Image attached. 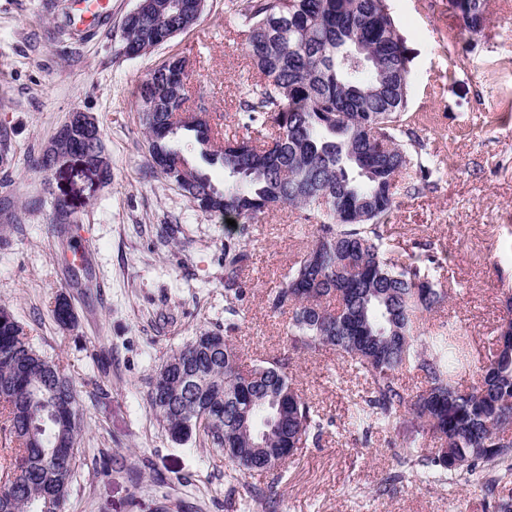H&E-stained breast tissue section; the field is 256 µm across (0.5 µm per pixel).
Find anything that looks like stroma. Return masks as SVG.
<instances>
[{"label": "stroma", "instance_id": "1", "mask_svg": "<svg viewBox=\"0 0 512 512\" xmlns=\"http://www.w3.org/2000/svg\"><path fill=\"white\" fill-rule=\"evenodd\" d=\"M136 4L111 0L86 38L61 45L53 34L65 18L45 0H0V128L8 135L0 156V307L76 384L95 377L104 389L84 400L63 512H493L512 484L488 493L446 477L400 475L395 433L348 426L367 394L363 377L335 351L289 345L290 319L270 309L268 294L313 240V226L295 213L252 225L246 300L235 330L225 331L224 241L235 228L148 170L136 94L148 71L186 57L196 104L233 128L248 31L230 0H207L193 28L130 59L118 52L120 27ZM388 4L422 147L399 180L385 235L399 260L433 259L448 297L430 322H449L486 357L512 295V0H485L472 34L462 33L450 0ZM76 109L99 124L110 183L75 159L46 172L27 163ZM56 198L79 219L65 235L50 222ZM79 250L90 264L75 278L70 257ZM61 294L76 313L68 327L52 315ZM204 331L228 332L248 366L287 358L295 387L319 415V438L297 449L281 474L230 478L220 449L201 439L174 442L152 413L155 369ZM246 485L253 495H243Z\"/></svg>", "mask_w": 512, "mask_h": 512}]
</instances>
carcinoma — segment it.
<instances>
[{
	"label": "carcinoma",
	"instance_id": "obj_1",
	"mask_svg": "<svg viewBox=\"0 0 512 512\" xmlns=\"http://www.w3.org/2000/svg\"><path fill=\"white\" fill-rule=\"evenodd\" d=\"M164 3L148 0L126 15L120 54L143 55L188 30ZM237 15L248 28L254 74L233 134L210 124L173 126V111L189 102V71L175 57L149 71L137 92L141 114L146 96L158 102L152 119H140L147 166L182 193L172 167L192 171L202 197L190 202L241 224L240 237L224 242V312L238 315L244 299L250 225L280 207L301 210L315 239L269 298L273 311L291 314V347L350 358L370 388L353 425L397 431L402 468H420L426 479L443 470L485 489L511 484L512 318L478 364L468 337L451 327L422 329L424 315L447 297L431 259L389 257L383 227L396 206V178L421 144L410 128L408 71L387 0H244ZM353 37L372 59L344 56ZM191 152L224 169L223 188L189 162ZM52 315L63 325L76 320L63 297ZM286 365L273 357L245 372L226 337L205 331L155 370L149 406L173 440L201 435L236 472H271L321 429ZM411 367L427 379L414 395L400 384ZM472 369L480 381L459 388L456 377ZM0 410L10 452L0 512H62L84 404L60 361L4 307Z\"/></svg>",
	"mask_w": 512,
	"mask_h": 512
}]
</instances>
